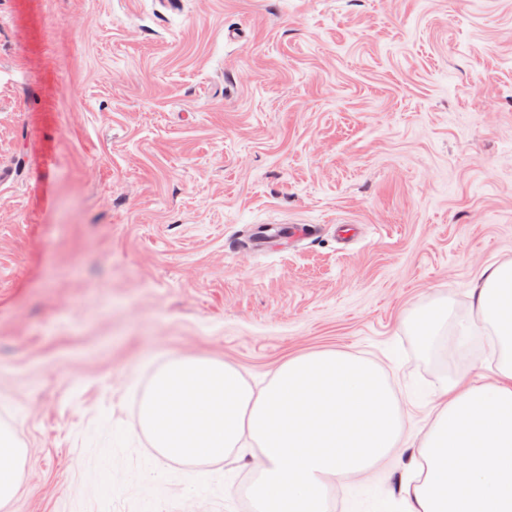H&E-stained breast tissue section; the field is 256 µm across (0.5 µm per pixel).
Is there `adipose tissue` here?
Listing matches in <instances>:
<instances>
[{"instance_id":"obj_1","label":"adipose tissue","mask_w":512,"mask_h":512,"mask_svg":"<svg viewBox=\"0 0 512 512\" xmlns=\"http://www.w3.org/2000/svg\"><path fill=\"white\" fill-rule=\"evenodd\" d=\"M470 305L497 350V378L486 381L475 366L441 383L401 490L400 512H512V260L480 275ZM460 458L467 469L454 468ZM22 467L14 429L1 423L0 510L16 493Z\"/></svg>"}]
</instances>
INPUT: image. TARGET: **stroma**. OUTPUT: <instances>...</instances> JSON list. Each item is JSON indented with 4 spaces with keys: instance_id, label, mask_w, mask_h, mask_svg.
<instances>
[{
    "instance_id": "stroma-1",
    "label": "stroma",
    "mask_w": 512,
    "mask_h": 512,
    "mask_svg": "<svg viewBox=\"0 0 512 512\" xmlns=\"http://www.w3.org/2000/svg\"><path fill=\"white\" fill-rule=\"evenodd\" d=\"M509 260L512 0H0V512H255L258 447L168 460L141 400L173 358L257 389L332 349L384 369L404 435L329 512L397 505L441 381L495 376L454 336ZM440 322V316L425 317L422 321L420 335L422 336L423 346L428 352H435L440 346ZM23 467V450L10 424H0V509L16 493Z\"/></svg>"
}]
</instances>
